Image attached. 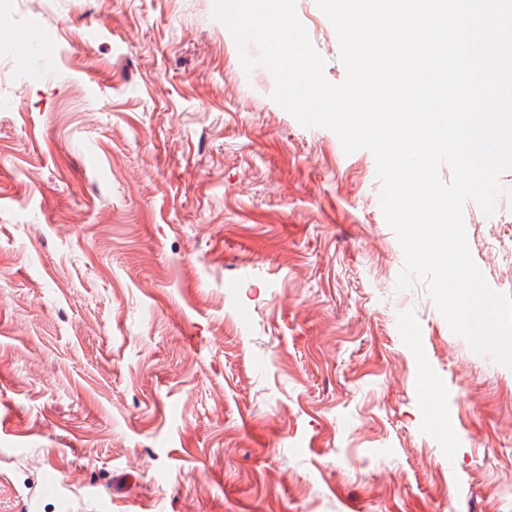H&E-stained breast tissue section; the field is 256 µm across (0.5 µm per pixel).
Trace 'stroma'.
Masks as SVG:
<instances>
[{"mask_svg":"<svg viewBox=\"0 0 512 512\" xmlns=\"http://www.w3.org/2000/svg\"><path fill=\"white\" fill-rule=\"evenodd\" d=\"M214 9L0 10V512H512V370L397 291L373 154ZM464 223L512 295V194Z\"/></svg>","mask_w":512,"mask_h":512,"instance_id":"obj_1","label":"stroma"}]
</instances>
